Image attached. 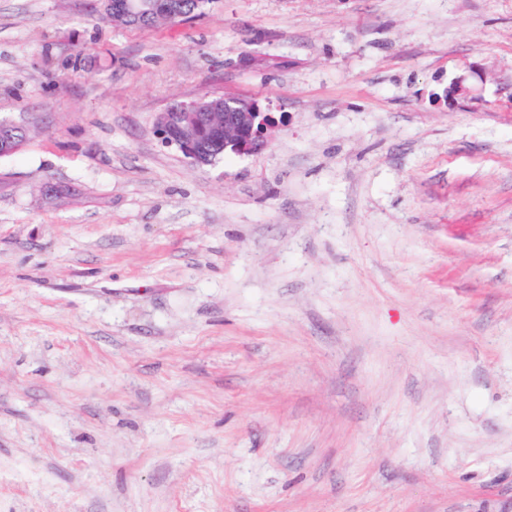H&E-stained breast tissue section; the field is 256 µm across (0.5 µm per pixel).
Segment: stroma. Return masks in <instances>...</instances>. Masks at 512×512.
<instances>
[{
    "instance_id": "stroma-1",
    "label": "stroma",
    "mask_w": 512,
    "mask_h": 512,
    "mask_svg": "<svg viewBox=\"0 0 512 512\" xmlns=\"http://www.w3.org/2000/svg\"><path fill=\"white\" fill-rule=\"evenodd\" d=\"M480 57L512 0H0V512H512V107L436 98ZM224 94L287 127L161 144ZM147 1H150L151 3L148 5V9L146 11H142L140 9V5L136 4V0H103L101 2H103V10L107 13H112V15L114 16H141L140 14L135 13L137 11L141 13L146 12L145 16H148L149 14L155 15L159 13H165L173 16L177 12V5L172 2L174 0ZM176 2L178 3L179 10L184 15L183 18L173 20L166 16H156L154 18L150 17L145 22H140L136 18L126 20L112 19V16L109 18L104 17V19L114 26L125 28H154L159 25L174 26L180 24V22H184L187 19L195 17L207 0H177ZM180 107L191 112H177L174 108L159 112L155 131L162 143L177 147L198 167L216 162L217 153L207 148L215 137L212 121L222 128V134L229 133V136H224V153L251 155L264 149L274 132L288 119L283 113L276 117L269 103L240 95L200 97L182 102Z\"/></svg>"
}]
</instances>
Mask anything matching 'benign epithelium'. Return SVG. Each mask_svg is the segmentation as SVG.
I'll list each match as a JSON object with an SVG mask.
<instances>
[{
    "label": "benign epithelium",
    "instance_id": "7a95c632",
    "mask_svg": "<svg viewBox=\"0 0 512 512\" xmlns=\"http://www.w3.org/2000/svg\"><path fill=\"white\" fill-rule=\"evenodd\" d=\"M103 10L114 16L135 14L140 10L136 0H103ZM494 80L497 94L512 103V76L494 74L483 61L469 62L464 72L455 77V86L448 96L451 108L483 101V91L488 80ZM224 112V150L236 155H251L264 149L274 132L287 122V116L271 112L270 104L254 97L240 95L200 97L181 103V110L168 108L158 113L155 131L163 143L177 147L182 154L198 167L212 165L217 153L207 145L215 137L211 113ZM16 124L0 123V157L9 154Z\"/></svg>",
    "mask_w": 512,
    "mask_h": 512
}]
</instances>
